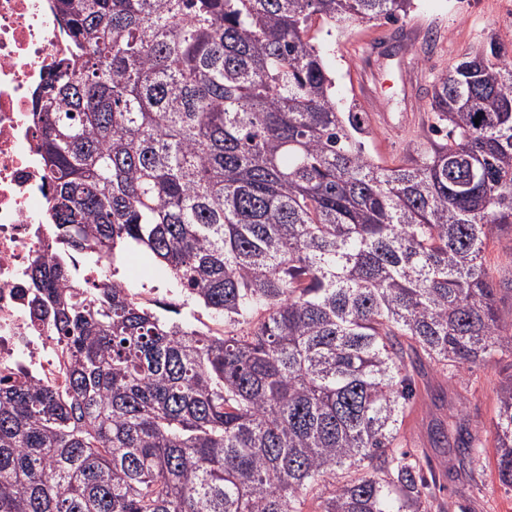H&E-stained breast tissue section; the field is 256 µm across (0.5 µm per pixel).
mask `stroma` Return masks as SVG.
Instances as JSON below:
<instances>
[{
    "label": "stroma",
    "mask_w": 512,
    "mask_h": 512,
    "mask_svg": "<svg viewBox=\"0 0 512 512\" xmlns=\"http://www.w3.org/2000/svg\"><path fill=\"white\" fill-rule=\"evenodd\" d=\"M309 35L333 73L339 111L362 114L367 152L389 164L430 137L427 104L438 76L490 38L512 42V0H414L399 22H372L341 33L318 19ZM120 275L132 288L154 289L156 301L169 302L164 266L129 251L122 256ZM511 370L504 362L481 364L451 385L430 370L416 378L405 423L406 448L428 457L445 487L449 512H512V489L491 468L473 484L457 477L454 454L429 442L430 426L448 418L447 407L434 396L449 391L463 402L470 430L485 431L494 415L496 390Z\"/></svg>",
    "instance_id": "stroma-1"
}]
</instances>
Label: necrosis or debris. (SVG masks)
<instances>
[{
	"label": "necrosis or debris",
	"mask_w": 512,
	"mask_h": 512,
	"mask_svg": "<svg viewBox=\"0 0 512 512\" xmlns=\"http://www.w3.org/2000/svg\"><path fill=\"white\" fill-rule=\"evenodd\" d=\"M63 47L49 0H0V376L28 371L41 383L64 381L62 355L28 317L26 273L45 252L47 172L29 120L50 58Z\"/></svg>",
	"instance_id": "1"
}]
</instances>
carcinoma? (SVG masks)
I'll return each mask as SVG.
<instances>
[{"mask_svg": "<svg viewBox=\"0 0 512 512\" xmlns=\"http://www.w3.org/2000/svg\"><path fill=\"white\" fill-rule=\"evenodd\" d=\"M412 0H50L64 49L30 119L49 252L29 317L64 383L0 379V512H447L402 450L424 363L512 355L485 250L512 232V47L433 85L438 139L384 165L308 31ZM479 122H474V119ZM130 245L170 273L156 311L73 259ZM196 304L224 332L170 317ZM512 487V375L486 436Z\"/></svg>", "mask_w": 512, "mask_h": 512, "instance_id": "obj_1", "label": "carcinoma"}]
</instances>
